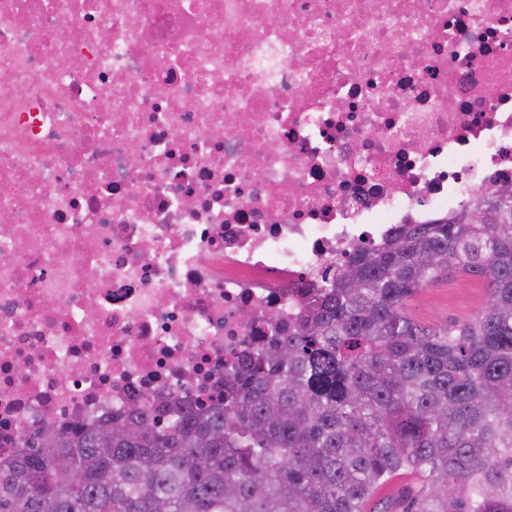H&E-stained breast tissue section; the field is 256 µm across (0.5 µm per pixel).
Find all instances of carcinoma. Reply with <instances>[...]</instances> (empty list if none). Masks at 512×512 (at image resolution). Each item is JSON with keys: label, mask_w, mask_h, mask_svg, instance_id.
Wrapping results in <instances>:
<instances>
[{"label": "carcinoma", "mask_w": 512, "mask_h": 512, "mask_svg": "<svg viewBox=\"0 0 512 512\" xmlns=\"http://www.w3.org/2000/svg\"><path fill=\"white\" fill-rule=\"evenodd\" d=\"M476 209L349 253L211 404L24 436L0 512H512V186ZM449 272L486 286L484 309L415 322L409 298ZM404 473L418 490L367 508Z\"/></svg>", "instance_id": "1"}]
</instances>
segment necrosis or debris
Segmentation results:
<instances>
[{
  "label": "necrosis or debris",
  "instance_id": "obj_1",
  "mask_svg": "<svg viewBox=\"0 0 512 512\" xmlns=\"http://www.w3.org/2000/svg\"><path fill=\"white\" fill-rule=\"evenodd\" d=\"M510 185L512 0H0V459Z\"/></svg>",
  "mask_w": 512,
  "mask_h": 512
}]
</instances>
